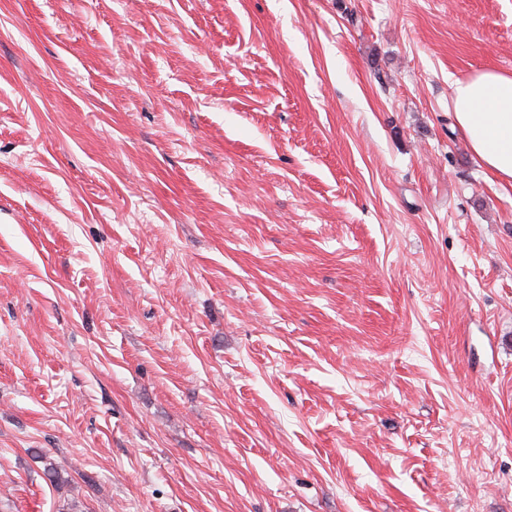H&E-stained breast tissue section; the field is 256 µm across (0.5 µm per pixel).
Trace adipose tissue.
Segmentation results:
<instances>
[{
    "label": "adipose tissue",
    "mask_w": 512,
    "mask_h": 512,
    "mask_svg": "<svg viewBox=\"0 0 512 512\" xmlns=\"http://www.w3.org/2000/svg\"><path fill=\"white\" fill-rule=\"evenodd\" d=\"M452 104L480 164L512 183V75L487 70L455 81Z\"/></svg>",
    "instance_id": "adipose-tissue-1"
}]
</instances>
